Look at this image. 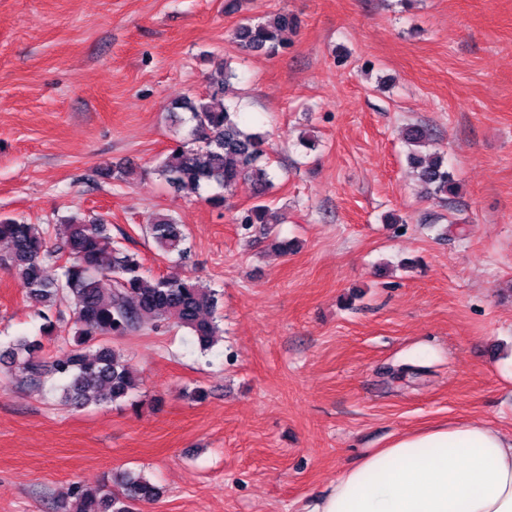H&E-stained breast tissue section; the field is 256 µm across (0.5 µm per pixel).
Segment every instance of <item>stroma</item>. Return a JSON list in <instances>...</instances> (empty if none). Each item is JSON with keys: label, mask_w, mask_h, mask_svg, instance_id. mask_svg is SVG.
Returning a JSON list of instances; mask_svg holds the SVG:
<instances>
[{"label": "stroma", "mask_w": 512, "mask_h": 512, "mask_svg": "<svg viewBox=\"0 0 512 512\" xmlns=\"http://www.w3.org/2000/svg\"><path fill=\"white\" fill-rule=\"evenodd\" d=\"M237 2L0 0V217L103 218L150 274L220 293L224 316L205 354L185 328L109 337L141 380L134 407L62 406L0 365V512H64L73 484L121 470L162 490L139 512H306L398 435L464 420L512 436V0ZM280 11L299 20L287 48L242 51L235 29ZM226 61L225 104L270 143L285 253L235 222L250 182L221 210L156 172L188 131L172 102ZM415 124L454 205L407 164ZM158 213L184 225L187 264L147 238ZM39 326L0 269V340L61 355L70 317Z\"/></svg>", "instance_id": "obj_1"}]
</instances>
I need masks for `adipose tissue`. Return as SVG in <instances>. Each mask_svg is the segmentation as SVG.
I'll return each instance as SVG.
<instances>
[{"instance_id":"1","label":"adipose tissue","mask_w":512,"mask_h":512,"mask_svg":"<svg viewBox=\"0 0 512 512\" xmlns=\"http://www.w3.org/2000/svg\"><path fill=\"white\" fill-rule=\"evenodd\" d=\"M308 512H512V436L465 421L399 435Z\"/></svg>"}]
</instances>
